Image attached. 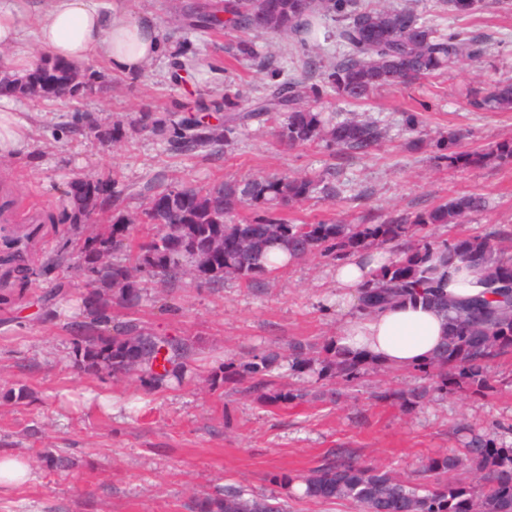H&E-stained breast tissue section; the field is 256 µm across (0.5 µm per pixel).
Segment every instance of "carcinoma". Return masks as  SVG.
I'll return each instance as SVG.
<instances>
[{
  "label": "carcinoma",
  "mask_w": 512,
  "mask_h": 512,
  "mask_svg": "<svg viewBox=\"0 0 512 512\" xmlns=\"http://www.w3.org/2000/svg\"><path fill=\"white\" fill-rule=\"evenodd\" d=\"M478 0H440L455 19L470 15ZM189 26L196 30L261 31L307 49L302 79L289 78L267 87L256 106L247 112L240 95L229 89L210 107L224 112V125L215 127L205 117L191 113L176 124L152 112L140 116L143 127L172 143L180 152L207 149L214 154L228 135L247 118L273 125L277 138L289 147L324 145L335 152L367 155L388 137L381 123L354 112L339 119L314 110L312 103L326 92L347 104L364 103L379 91L410 85L448 68L460 58L471 62L483 55L481 42L460 31L443 32L409 9L367 8L360 0H222L198 14L189 9ZM336 44V56L327 61L318 52L321 43ZM239 60L277 73L273 56L258 59L255 44L239 39L231 46ZM320 81L307 83L314 74ZM100 75L46 59L24 73L5 71L0 87L16 98L79 101L95 92ZM479 104L512 111V78L489 85ZM403 129L416 146L431 149L432 159L449 166L512 163V139H504L485 152L464 151L465 135L459 130L423 129L421 114L403 113ZM118 180L101 177L70 183V220L81 224L92 214L107 226L88 237L73 268L81 275L88 319L70 326L77 368L85 374L107 371L118 378H139L162 383L181 381L187 359L194 351L191 339L158 336L137 318L115 321L112 308L129 311L145 299L143 284L190 281L218 286L226 279L247 285L275 272L270 252L292 261L331 257L344 260L370 255L386 246L392 255L358 290L354 314L363 317L384 307L421 302L437 309L449 322L450 333L432 359L417 367L428 384L407 391H384L380 400L395 399L402 406H422L434 394H448L458 386L478 392L490 388L488 368L495 359L512 353V234L492 231L454 240H439L428 228L437 224H462L485 210L478 194L454 197L415 213H391L383 219L366 217L360 224L336 221L292 224L285 212L318 195L334 200L342 192L338 172L328 167L307 174L252 175L207 186L177 184L150 198L137 211H124L115 194ZM248 208L254 217L233 220ZM147 227L138 240L130 229ZM462 262L483 272V291L448 298V268ZM280 359L275 351L252 355L245 363L228 361L207 380H248L241 388L262 405H300L309 401L306 386L280 389L273 375ZM292 368L318 380L353 386L375 360L348 354L324 340L315 351L301 341L288 343ZM467 470L468 476L459 477ZM429 480L413 486L377 465L354 459L340 461L328 454L303 477V495L319 501L351 502L358 512H512V445L486 434L469 431L463 447L435 458L427 465ZM194 512H288V501L276 495L244 496L236 490L222 497L195 500Z\"/></svg>",
  "instance_id": "obj_1"
}]
</instances>
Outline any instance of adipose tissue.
<instances>
[{
	"label": "adipose tissue",
	"mask_w": 512,
	"mask_h": 512,
	"mask_svg": "<svg viewBox=\"0 0 512 512\" xmlns=\"http://www.w3.org/2000/svg\"><path fill=\"white\" fill-rule=\"evenodd\" d=\"M160 46L153 19L119 5L104 12L93 0H42L31 10L25 0H0V67L13 72L31 69L44 55L79 67L101 58L116 72L137 75ZM29 133L21 108L0 104V159L20 158ZM447 334L448 322L435 309L395 304L347 321L336 344L410 368L432 358Z\"/></svg>",
	"instance_id": "obj_1"
}]
</instances>
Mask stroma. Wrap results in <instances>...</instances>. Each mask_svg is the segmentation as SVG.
<instances>
[{
	"label": "stroma",
	"instance_id": "1",
	"mask_svg": "<svg viewBox=\"0 0 512 512\" xmlns=\"http://www.w3.org/2000/svg\"><path fill=\"white\" fill-rule=\"evenodd\" d=\"M126 2L135 13L154 19L163 52L134 77L92 61L104 81L79 103L27 102L29 147L0 168V208L9 201L18 205L12 223H0V260L27 236L32 241L28 256L42 270L39 278L23 284L7 276L0 263V284L11 291L10 303H0V448L28 457L64 454L71 460L64 469L34 464L26 483L0 491V512H189L192 496L227 489L289 494L290 512H356L344 500L302 495L300 475L327 451L349 450L359 460L419 483L430 459L461 448L460 423L512 444V356L492 364L494 389L488 395L458 391L411 410L375 400L373 394L386 387L413 388L424 384V377L377 364L334 403L267 408L233 384L208 390L205 376L225 360L240 362L254 352L287 351L294 340L318 344L336 335L349 313L336 286L333 260L297 261L251 287L230 279L217 288L146 283L138 318L158 335L196 341L192 377L163 385L104 372L75 374L68 328L84 318V288L81 278L66 269L68 256L100 228L96 221L71 223L68 185L110 174L118 178L123 206L133 211L174 183L312 175L334 165L341 196L333 202L308 199L290 211V218L301 224H355L366 215L414 212L479 194L487 199L485 211L461 224L438 226L436 235L452 240L494 227L512 232V164L438 165L428 151L411 148L402 130L403 114L414 105L429 131L462 130L467 150L512 137V112L486 111L472 103L475 90L512 76V9L479 0L471 16L454 22L438 0H365L369 7L413 9L443 28L455 25L483 41L484 55L415 84L382 90L358 105L357 113L387 125L389 136L371 154L337 158L313 146H285L257 120L247 121L220 155L181 153L140 129L141 112H161L176 123L228 86L255 104L271 76L231 57L235 32L186 29V7L203 0ZM80 112L92 114L96 126L78 121ZM115 124L123 135L118 148L97 134ZM160 295L176 304V312L159 307ZM22 388L27 398L11 399V392ZM88 391L111 394V412L74 405V397ZM273 472L291 476L292 485L271 484Z\"/></svg>",
	"mask_w": 512,
	"mask_h": 512
}]
</instances>
